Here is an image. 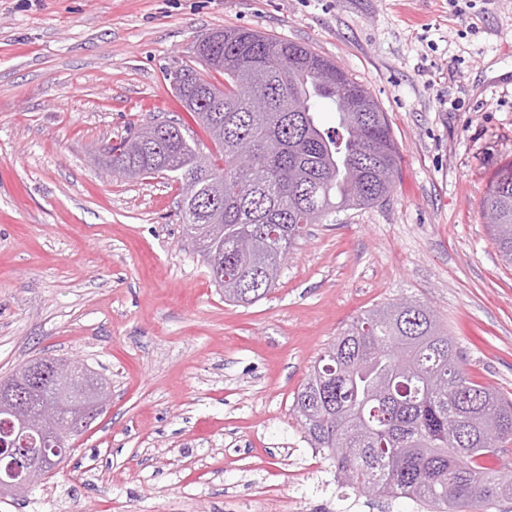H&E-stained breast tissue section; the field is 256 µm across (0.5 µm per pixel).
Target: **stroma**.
<instances>
[{"instance_id":"35a3bbf8","label":"stroma","mask_w":512,"mask_h":512,"mask_svg":"<svg viewBox=\"0 0 512 512\" xmlns=\"http://www.w3.org/2000/svg\"><path fill=\"white\" fill-rule=\"evenodd\" d=\"M0 0V378L77 357L112 402L0 512H420L311 448L293 394L336 336L429 306L512 398V265L481 215L512 164V0ZM308 45L364 84L399 148L388 200L311 225L275 290L225 304L178 185L102 177L104 146L182 116L171 74L216 28Z\"/></svg>"}]
</instances>
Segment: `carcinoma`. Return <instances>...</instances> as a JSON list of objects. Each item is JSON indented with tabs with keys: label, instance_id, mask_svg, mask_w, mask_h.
<instances>
[{
	"label": "carcinoma",
	"instance_id": "cac0c4a2",
	"mask_svg": "<svg viewBox=\"0 0 512 512\" xmlns=\"http://www.w3.org/2000/svg\"><path fill=\"white\" fill-rule=\"evenodd\" d=\"M199 63L172 76L181 118L157 120L105 149L114 174L165 175L179 184L177 209L224 301L250 305L274 288L306 227L385 200L398 147L385 112L346 70L309 46L260 32L217 29L194 45ZM335 107L337 126L316 110ZM252 144L239 162L236 142ZM484 217L512 264V165L491 182ZM293 411L312 447L359 493L416 500L429 512H487L512 500V470L481 459L512 442V400L473 381L454 337L425 304L367 311L315 363ZM495 428L493 446L483 431Z\"/></svg>",
	"mask_w": 512,
	"mask_h": 512
}]
</instances>
